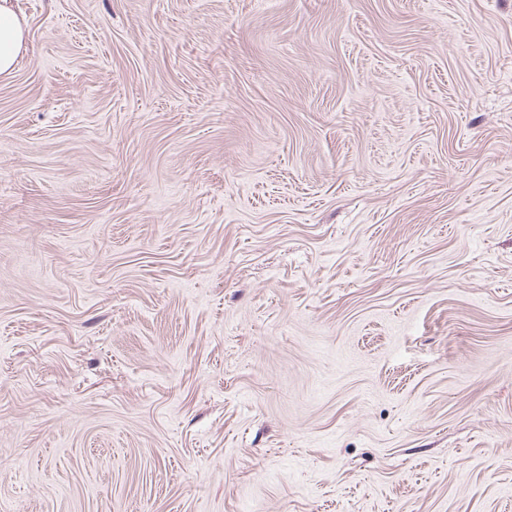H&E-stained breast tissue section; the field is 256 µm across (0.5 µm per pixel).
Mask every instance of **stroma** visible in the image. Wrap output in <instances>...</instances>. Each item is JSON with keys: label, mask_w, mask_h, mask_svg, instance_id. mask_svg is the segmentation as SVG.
<instances>
[{"label": "stroma", "mask_w": 512, "mask_h": 512, "mask_svg": "<svg viewBox=\"0 0 512 512\" xmlns=\"http://www.w3.org/2000/svg\"><path fill=\"white\" fill-rule=\"evenodd\" d=\"M0 512H512V0H16Z\"/></svg>", "instance_id": "obj_1"}]
</instances>
